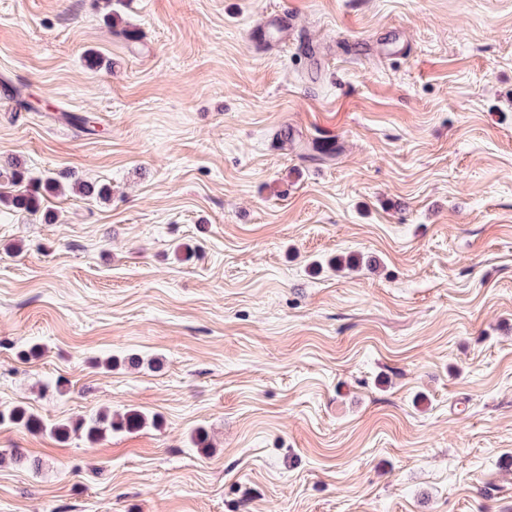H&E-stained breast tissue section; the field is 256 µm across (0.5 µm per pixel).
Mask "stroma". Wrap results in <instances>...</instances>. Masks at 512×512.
<instances>
[{"label":"stroma","instance_id":"1","mask_svg":"<svg viewBox=\"0 0 512 512\" xmlns=\"http://www.w3.org/2000/svg\"><path fill=\"white\" fill-rule=\"evenodd\" d=\"M11 156L0 406L160 424L0 425V512H512V0H0ZM294 26V18L288 11H282L250 32V38L254 42L269 43L280 37ZM0 177L4 176L1 174H5V178L12 186H21L25 181L28 183L37 182L36 190L34 192H30L29 189H25L23 191L17 190L15 194L10 193L11 195L8 198H0V202L12 206L14 209L35 214L40 209V198L37 195V191L43 185L46 191L56 192L60 190V185L50 177H47L44 180L42 179H31L27 176V171L25 168L14 164L13 162L9 163V168L2 169L0 166ZM148 423V417L135 410L112 415V411L105 409L89 418L80 417L75 420L53 424L49 432L60 440H65L71 435H78L89 441H96L112 433V430L122 428L136 430Z\"/></svg>","mask_w":512,"mask_h":512}]
</instances>
